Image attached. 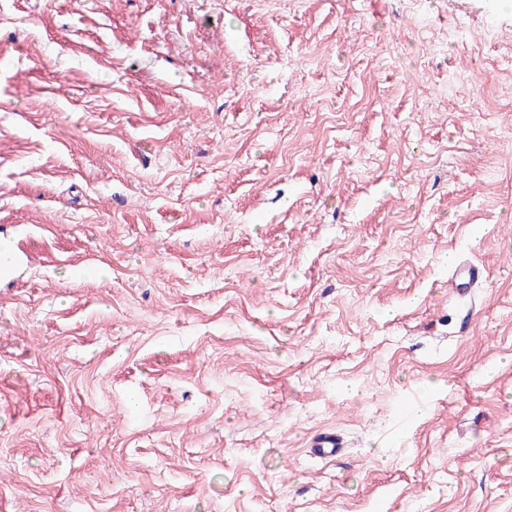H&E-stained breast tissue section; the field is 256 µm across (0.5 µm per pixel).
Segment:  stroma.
<instances>
[{
    "label": "stroma",
    "mask_w": 512,
    "mask_h": 512,
    "mask_svg": "<svg viewBox=\"0 0 512 512\" xmlns=\"http://www.w3.org/2000/svg\"><path fill=\"white\" fill-rule=\"evenodd\" d=\"M0 234V512H512L511 7L0 0ZM485 277V268L479 263L473 261L456 260L454 269L450 276V287L452 292L464 297L471 293L479 282ZM309 453L323 460H335L345 453L346 445L335 432H318L309 440Z\"/></svg>",
    "instance_id": "1"
}]
</instances>
